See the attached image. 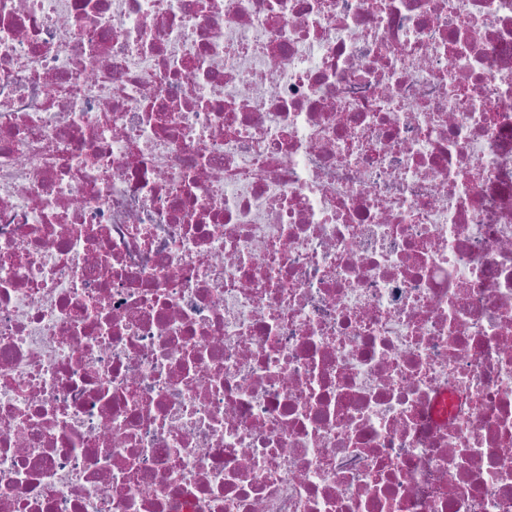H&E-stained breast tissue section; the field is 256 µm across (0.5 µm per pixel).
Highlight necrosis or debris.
Masks as SVG:
<instances>
[{
  "instance_id": "necrosis-or-debris-1",
  "label": "necrosis or debris",
  "mask_w": 512,
  "mask_h": 512,
  "mask_svg": "<svg viewBox=\"0 0 512 512\" xmlns=\"http://www.w3.org/2000/svg\"><path fill=\"white\" fill-rule=\"evenodd\" d=\"M0 512H512V0H0Z\"/></svg>"
}]
</instances>
